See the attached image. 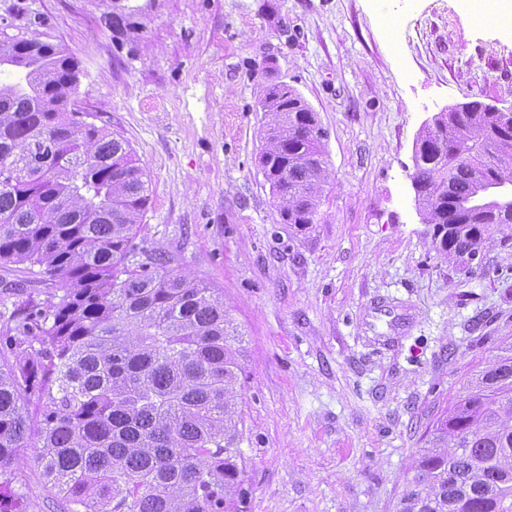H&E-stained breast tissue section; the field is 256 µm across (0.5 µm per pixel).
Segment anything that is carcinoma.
<instances>
[{
  "mask_svg": "<svg viewBox=\"0 0 512 512\" xmlns=\"http://www.w3.org/2000/svg\"><path fill=\"white\" fill-rule=\"evenodd\" d=\"M78 81L61 46L0 39V265L63 284L9 318L0 467L34 442L64 512H242L237 327L216 289L136 243L147 174L71 108ZM261 105L257 167L283 223L312 224L318 117L286 84ZM498 181L512 182L508 113L468 103L419 132L412 186L438 252L471 257L507 222L489 207ZM397 512H512V346L434 421Z\"/></svg>",
  "mask_w": 512,
  "mask_h": 512,
  "instance_id": "cac0c4a2",
  "label": "carcinoma"
}]
</instances>
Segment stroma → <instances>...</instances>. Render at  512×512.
<instances>
[{"instance_id": "35a3bbf8", "label": "stroma", "mask_w": 512, "mask_h": 512, "mask_svg": "<svg viewBox=\"0 0 512 512\" xmlns=\"http://www.w3.org/2000/svg\"><path fill=\"white\" fill-rule=\"evenodd\" d=\"M0 0V33L62 45L78 102L149 179L142 246L219 289L239 332L244 512H396L438 415L512 345V224L476 259L432 244L412 186L423 125L512 106V32L461 0ZM123 26L107 29L105 13ZM316 112L328 179L282 223L255 164L262 87ZM13 303L57 286L0 267ZM60 512L34 448L0 468Z\"/></svg>"}]
</instances>
